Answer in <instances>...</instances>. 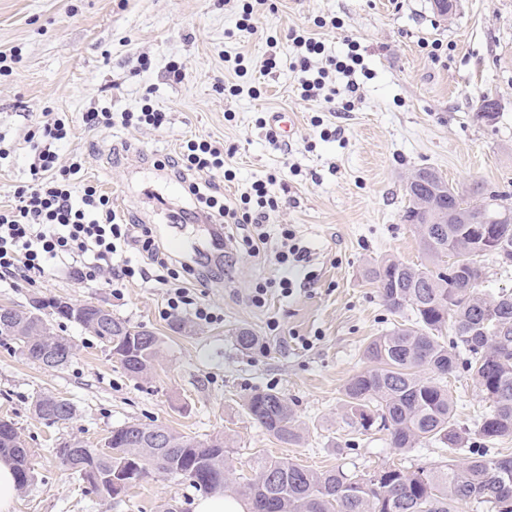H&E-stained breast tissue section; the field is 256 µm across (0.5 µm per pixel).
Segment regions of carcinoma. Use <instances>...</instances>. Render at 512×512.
<instances>
[{"instance_id":"cac0c4a2","label":"carcinoma","mask_w":512,"mask_h":512,"mask_svg":"<svg viewBox=\"0 0 512 512\" xmlns=\"http://www.w3.org/2000/svg\"><path fill=\"white\" fill-rule=\"evenodd\" d=\"M419 190L426 200H435L419 213L408 203L402 218L416 226L427 258L446 266L434 272L428 267L407 266L411 274L392 279L391 272L404 263L385 258L368 265L364 277L377 288L387 309L404 318L391 330L373 337L363 350L369 367L352 375L342 391L347 424L367 434L382 427L389 447L403 452L422 442L437 443L448 460L424 464L415 471L396 466L381 467L368 474L350 473L338 465L317 471L286 458L257 457L242 495L250 512H512V454L500 448L489 453L484 444L512 439V292L495 295L482 292L483 258L493 257L509 267L502 255L488 248L470 225L445 221L443 213H457L478 222L486 215L507 217L494 225L495 239L512 249V204L491 191L479 199L458 191L433 197L439 173L418 169ZM52 314L72 321L99 340L125 344L124 336H103L104 327L90 304L73 302L60 306L47 301ZM0 336H9L30 359L40 361L45 348L56 350L60 359L52 368L65 366L73 355L74 340L56 333L51 324L44 331L20 335L0 326ZM235 343L244 352L261 348L260 339L248 328L235 333ZM162 341L147 332L140 353L119 361L128 374H147L161 352ZM469 357L458 362L459 350ZM471 376L487 410L460 427L454 400L448 391V376L458 365ZM36 418L55 424L72 419L74 405L66 398L39 395L32 403ZM247 416L270 436L284 444L301 439V431L288 401L273 390L255 391L245 397ZM127 423L108 435L109 453L102 454L81 440L60 443L56 456L66 470L88 482L105 498H112V473L139 462L145 466L163 461L152 472L178 477L203 494L223 492L232 472V460L224 437L198 441L177 437L172 448H149L136 440L139 427ZM0 455L12 460L18 489L33 478L30 450L20 440L17 428L0 420Z\"/></svg>"}]
</instances>
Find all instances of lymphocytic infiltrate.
<instances>
[{"label": "lymphocytic infiltrate", "mask_w": 512, "mask_h": 512, "mask_svg": "<svg viewBox=\"0 0 512 512\" xmlns=\"http://www.w3.org/2000/svg\"><path fill=\"white\" fill-rule=\"evenodd\" d=\"M287 37L299 50L293 67L300 73L301 99L320 96L326 103H335L337 90L331 80L335 73L347 76L348 96L359 97L360 85L354 74L363 58L356 41H349L344 58H327L325 67L314 70L310 58L322 53L321 41L295 29L289 30ZM68 134L62 119H51L42 125L33 146L29 179L14 190L9 204L0 205V282L34 286L56 265L68 263L81 280L106 288H122L134 278L167 286L169 312H181L189 305L196 320L215 321V313L204 304H191L187 287L178 283L183 275L205 283L199 269L176 264L147 225L118 221L110 196L97 186L84 185L81 196H74L72 178L81 165L75 162L58 166L54 150L55 144ZM168 165L179 178L185 195L197 202L191 219L237 225L246 233L244 243L249 253L256 255L264 250L270 238L267 226L281 208L269 191L274 177L254 181L239 198L227 203L203 193L193 179L200 172L232 178V170L225 166L224 148L217 142L187 140Z\"/></svg>", "instance_id": "f902f5d3"}]
</instances>
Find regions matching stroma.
Returning a JSON list of instances; mask_svg holds the SVG:
<instances>
[{
  "label": "stroma",
  "mask_w": 512,
  "mask_h": 512,
  "mask_svg": "<svg viewBox=\"0 0 512 512\" xmlns=\"http://www.w3.org/2000/svg\"><path fill=\"white\" fill-rule=\"evenodd\" d=\"M318 17L338 24L316 28ZM239 18V0H0V204L29 177L32 132L48 118L64 119L70 136L56 152L59 166L81 161L75 190L98 185L118 218L149 225L163 243L180 239L182 261L208 254L210 281L189 294L220 316L212 324L188 311L172 317L166 289L135 281L116 294L81 282L67 265L33 287L0 285L2 304L92 302L163 341L152 370L132 378L93 334L53 315L56 332L76 344L63 368L44 369L0 336V419L16 424L33 468L12 512H163L168 504L195 512L200 494L187 481L152 475L106 499L54 453L73 438L102 447L112 428L128 422L198 440L224 436L238 475L249 474L258 455L316 470L340 463L357 473L389 464L412 471L442 458L434 445L400 454L384 434L352 433L342 389L364 369L365 344L399 321L364 268L383 258L426 260L414 226L402 219L407 175L430 167L465 195L479 185L512 194V0H455L446 18L432 0H272L247 37L236 28ZM292 28L315 31L333 57L345 56L347 39L358 41L360 99L341 112L320 98L300 99L286 37ZM236 54L249 67L242 78L224 66ZM272 54L276 68L260 72ZM174 62L182 81L168 76ZM236 81L258 94L221 92ZM485 96L499 103L495 121L476 116ZM147 101L169 112L165 129H94L83 121L90 111L136 112ZM276 115L291 121L285 154L257 124ZM190 138L223 144L236 175L220 184L226 198L276 175L270 191L287 202L276 221L311 250L291 295L274 285L276 243L256 256L217 250L209 225L175 220L186 199L160 163ZM266 281V304L255 307L251 290ZM179 320L185 327L178 331ZM241 327L260 336L264 349L241 352L234 341ZM257 389L288 400L304 429L299 444L280 443L245 414L243 400ZM40 394L69 399L73 419H37L32 401Z\"/></svg>",
  "instance_id": "35a3bbf8"
}]
</instances>
